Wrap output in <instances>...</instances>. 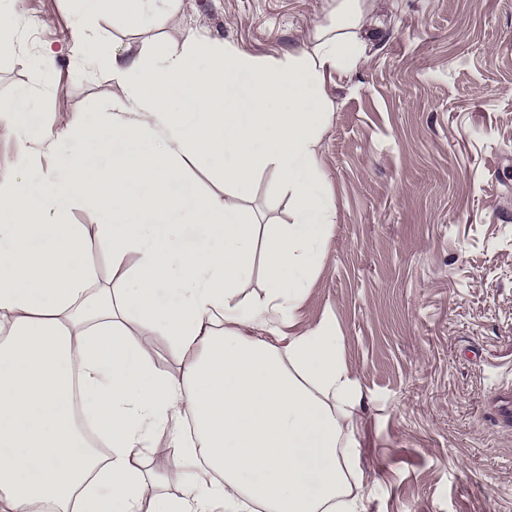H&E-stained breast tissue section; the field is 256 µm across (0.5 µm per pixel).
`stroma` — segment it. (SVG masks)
<instances>
[{"mask_svg": "<svg viewBox=\"0 0 512 512\" xmlns=\"http://www.w3.org/2000/svg\"><path fill=\"white\" fill-rule=\"evenodd\" d=\"M326 0H183L178 18L135 29L98 21V65L81 68L72 0H22L0 101L29 90L52 136L92 123L115 91V52L180 48L195 31L259 57L307 46ZM54 75L44 79L42 49ZM319 142L336 222L293 333L327 320L363 394L367 512H512V0H379L365 61L328 88ZM51 164L0 132V173ZM264 231L290 221L272 171L244 200ZM149 339L177 371L170 336Z\"/></svg>", "mask_w": 512, "mask_h": 512, "instance_id": "obj_1", "label": "stroma"}]
</instances>
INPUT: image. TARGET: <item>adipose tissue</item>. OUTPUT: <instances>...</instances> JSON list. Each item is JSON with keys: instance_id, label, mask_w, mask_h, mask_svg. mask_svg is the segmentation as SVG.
Instances as JSON below:
<instances>
[{"instance_id": "1", "label": "adipose tissue", "mask_w": 512, "mask_h": 512, "mask_svg": "<svg viewBox=\"0 0 512 512\" xmlns=\"http://www.w3.org/2000/svg\"><path fill=\"white\" fill-rule=\"evenodd\" d=\"M74 43L112 15L134 28L173 19L182 0H77ZM376 0H331L308 50L262 62L188 36L180 49L116 54L99 119L52 139L28 90L6 130L55 164L0 177V512H366L374 481L359 466L353 417L362 394L335 326L266 339L292 317L332 235L318 144L332 110L326 83L365 60ZM216 163L222 195L186 183L189 159ZM276 174L291 222L261 234L243 199L255 173ZM80 206L91 224H71ZM55 214L54 223L44 217ZM112 250L111 287L86 259ZM264 253L262 294L238 295ZM136 254L135 270L123 269ZM171 336L180 367L160 370L125 326ZM108 446L89 450L72 411ZM169 430L164 480L179 498L144 509L143 451Z\"/></svg>"}]
</instances>
